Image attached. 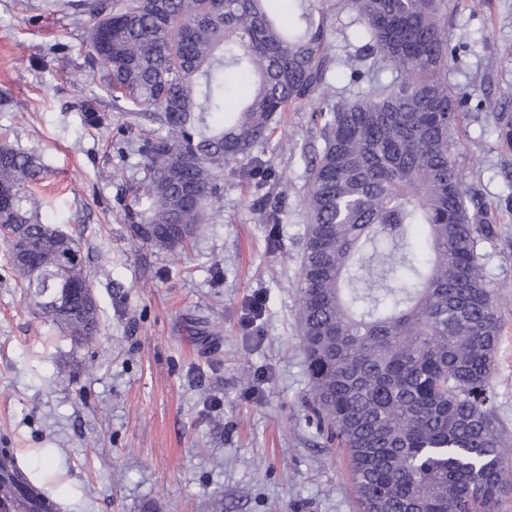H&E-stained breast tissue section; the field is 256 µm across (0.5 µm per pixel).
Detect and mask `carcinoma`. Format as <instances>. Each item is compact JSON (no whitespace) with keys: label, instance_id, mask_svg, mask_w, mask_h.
<instances>
[{"label":"carcinoma","instance_id":"cac0c4a2","mask_svg":"<svg viewBox=\"0 0 512 512\" xmlns=\"http://www.w3.org/2000/svg\"><path fill=\"white\" fill-rule=\"evenodd\" d=\"M83 0L86 63L114 105L149 122L137 152L149 183L127 210L134 236L184 246L219 203L224 165L246 160L257 189L282 116L328 85L341 0ZM369 63L355 100L319 109L324 146L311 168L300 335L307 402L326 444L343 451L359 512H499L506 466L491 383L499 323L478 247L493 214L464 188L455 131L477 89L455 90L445 36L454 0H346ZM388 74L382 79V74ZM34 153L0 144V226L17 285L72 341L93 336L97 302L78 241L42 221ZM423 226L427 235L415 236ZM0 503L58 512L48 490L0 450Z\"/></svg>","mask_w":512,"mask_h":512}]
</instances>
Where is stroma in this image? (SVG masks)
<instances>
[{
    "mask_svg": "<svg viewBox=\"0 0 512 512\" xmlns=\"http://www.w3.org/2000/svg\"><path fill=\"white\" fill-rule=\"evenodd\" d=\"M46 0H0V143L40 156L44 223L76 235L99 308L73 344L43 319L0 253V448L45 483L62 512H355L347 463L326 448L305 402L300 286L311 160L323 101L357 98L347 67L323 96L285 113L256 190L247 162L225 166L222 208L185 244L160 250L124 219L148 182L135 117L88 67L85 24ZM448 62L455 88L483 91L461 114L465 188L492 205L482 274L501 324L492 385L512 458V0H457ZM101 115L92 125L89 114ZM281 206L282 222L266 215ZM263 316L245 323L254 296Z\"/></svg>",
    "mask_w": 512,
    "mask_h": 512,
    "instance_id": "stroma-1",
    "label": "stroma"
}]
</instances>
